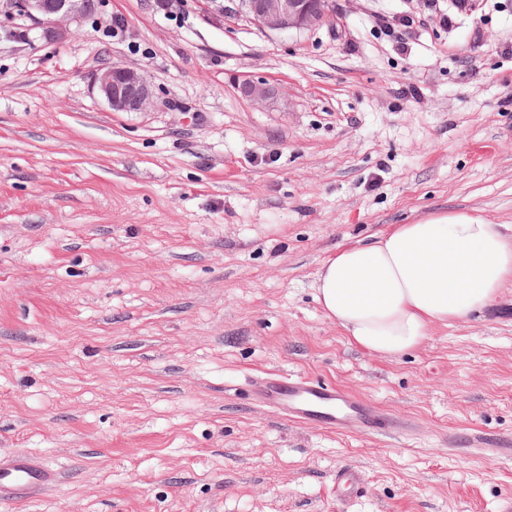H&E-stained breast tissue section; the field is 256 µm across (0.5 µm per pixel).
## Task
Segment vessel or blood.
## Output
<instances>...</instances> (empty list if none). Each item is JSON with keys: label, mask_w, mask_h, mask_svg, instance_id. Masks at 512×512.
<instances>
[{"label": "vessel or blood", "mask_w": 512, "mask_h": 512, "mask_svg": "<svg viewBox=\"0 0 512 512\" xmlns=\"http://www.w3.org/2000/svg\"><path fill=\"white\" fill-rule=\"evenodd\" d=\"M255 400L289 420L340 434L383 435L409 429L408 422L385 413L358 393L294 374H267L255 388ZM57 480L55 472L30 456H0V491L13 500L36 498Z\"/></svg>", "instance_id": "1"}]
</instances>
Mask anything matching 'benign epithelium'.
<instances>
[{"label": "benign epithelium", "mask_w": 512, "mask_h": 512, "mask_svg": "<svg viewBox=\"0 0 512 512\" xmlns=\"http://www.w3.org/2000/svg\"><path fill=\"white\" fill-rule=\"evenodd\" d=\"M97 0H0L4 12L16 23L4 27L5 37L31 40L36 32L59 41L69 34L71 23L95 11ZM239 9L258 27L276 33L301 32L332 15V0H239ZM91 89L114 112H143L154 105L152 86L138 68L111 65L91 76ZM242 93L263 102L271 95L264 84L247 82Z\"/></svg>", "instance_id": "1"}]
</instances>
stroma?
<instances>
[{"label": "stroma", "instance_id": "obj_1", "mask_svg": "<svg viewBox=\"0 0 512 512\" xmlns=\"http://www.w3.org/2000/svg\"><path fill=\"white\" fill-rule=\"evenodd\" d=\"M236 3L99 0L63 43L0 41V453L59 476L0 512H512V459L450 442L512 436V284L397 356L314 288L394 224L512 235V0H332L290 33ZM111 65L154 109L91 94ZM269 372L414 429L291 422L249 397ZM91 89L115 112H143L154 105L152 86L138 68L111 65L91 76Z\"/></svg>", "mask_w": 512, "mask_h": 512}]
</instances>
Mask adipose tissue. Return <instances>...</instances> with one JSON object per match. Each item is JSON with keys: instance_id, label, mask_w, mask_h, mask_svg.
<instances>
[{"instance_id": "obj_1", "label": "adipose tissue", "mask_w": 512, "mask_h": 512, "mask_svg": "<svg viewBox=\"0 0 512 512\" xmlns=\"http://www.w3.org/2000/svg\"><path fill=\"white\" fill-rule=\"evenodd\" d=\"M512 281V236L468 212L398 224L365 245L343 246L315 281L325 315L357 347L395 356L433 323L488 307Z\"/></svg>"}]
</instances>
